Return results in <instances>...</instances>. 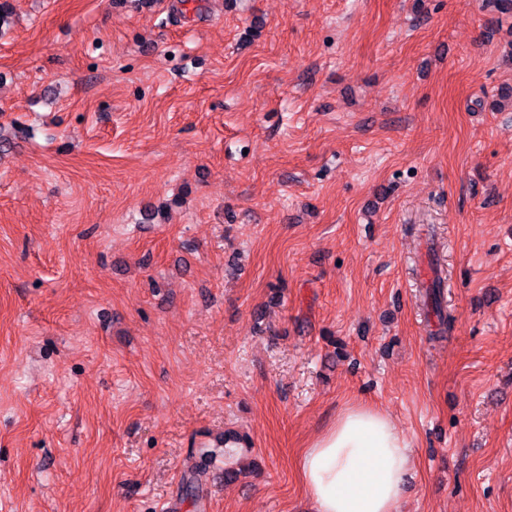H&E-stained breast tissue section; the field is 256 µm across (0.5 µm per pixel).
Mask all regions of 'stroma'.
Wrapping results in <instances>:
<instances>
[{"label":"stroma","instance_id":"obj_1","mask_svg":"<svg viewBox=\"0 0 512 512\" xmlns=\"http://www.w3.org/2000/svg\"><path fill=\"white\" fill-rule=\"evenodd\" d=\"M12 3L0 512H311L355 403L409 443L400 512H512V10Z\"/></svg>","mask_w":512,"mask_h":512}]
</instances>
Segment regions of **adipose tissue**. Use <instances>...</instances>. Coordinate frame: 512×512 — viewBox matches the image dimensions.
Here are the masks:
<instances>
[{
  "label": "adipose tissue",
  "instance_id": "adipose-tissue-1",
  "mask_svg": "<svg viewBox=\"0 0 512 512\" xmlns=\"http://www.w3.org/2000/svg\"><path fill=\"white\" fill-rule=\"evenodd\" d=\"M410 468L408 444L377 409L347 408L302 454L313 512H399Z\"/></svg>",
  "mask_w": 512,
  "mask_h": 512
}]
</instances>
